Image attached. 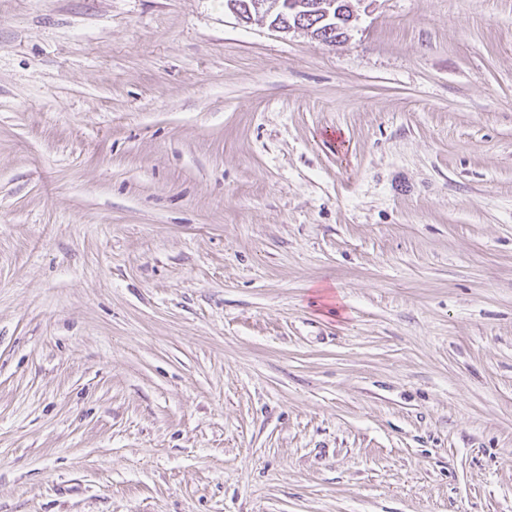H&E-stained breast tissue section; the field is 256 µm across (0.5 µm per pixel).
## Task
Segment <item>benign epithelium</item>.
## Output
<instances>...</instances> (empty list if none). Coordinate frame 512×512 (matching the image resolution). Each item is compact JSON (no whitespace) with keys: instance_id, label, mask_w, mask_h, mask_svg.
<instances>
[{"instance_id":"benign-epithelium-1","label":"benign epithelium","mask_w":512,"mask_h":512,"mask_svg":"<svg viewBox=\"0 0 512 512\" xmlns=\"http://www.w3.org/2000/svg\"><path fill=\"white\" fill-rule=\"evenodd\" d=\"M364 0H249L246 12L232 0L227 8L241 19L259 17L283 32L303 30L325 44L342 41L359 19L355 4Z\"/></svg>"}]
</instances>
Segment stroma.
<instances>
[{"label": "stroma", "mask_w": 512, "mask_h": 512, "mask_svg": "<svg viewBox=\"0 0 512 512\" xmlns=\"http://www.w3.org/2000/svg\"><path fill=\"white\" fill-rule=\"evenodd\" d=\"M0 512H512V0H0ZM304 1V2H301ZM250 0L246 3V13L239 10L238 2L232 0L225 4L229 10L241 19L249 22L254 17L270 21V25L282 32L303 30L325 44H334L346 38L347 32L354 21L359 19L357 4L366 0ZM288 11V19L285 12ZM249 17L250 19H247ZM331 29H336V39H329ZM327 33V38L323 33Z\"/></svg>", "instance_id": "35a3bbf8"}]
</instances>
